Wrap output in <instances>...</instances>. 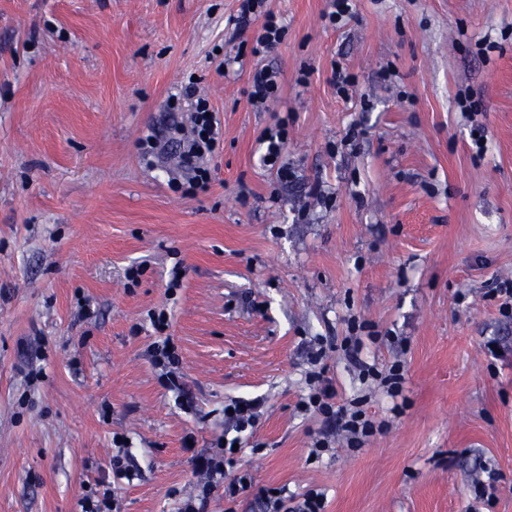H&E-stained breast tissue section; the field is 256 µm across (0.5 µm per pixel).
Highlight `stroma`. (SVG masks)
Listing matches in <instances>:
<instances>
[{"instance_id": "obj_1", "label": "stroma", "mask_w": 512, "mask_h": 512, "mask_svg": "<svg viewBox=\"0 0 512 512\" xmlns=\"http://www.w3.org/2000/svg\"><path fill=\"white\" fill-rule=\"evenodd\" d=\"M238 7L0 0V512H81L110 485L120 512H177L225 401L255 397L253 483L206 512H264L281 487L325 512H512V314L490 295L512 280V0H353L336 26L330 0H268L286 36L260 58ZM259 64L279 74L264 107ZM191 75L224 132L196 193L141 147L186 122L167 104ZM281 121L285 182L258 141ZM162 308L189 412L146 354ZM354 316L385 340L352 359ZM319 348L338 402L366 397L382 429L312 461L323 423L297 403ZM358 360L402 362V393ZM278 73L268 67H256L250 79L248 96L253 104H265L276 99L279 89Z\"/></svg>"}]
</instances>
